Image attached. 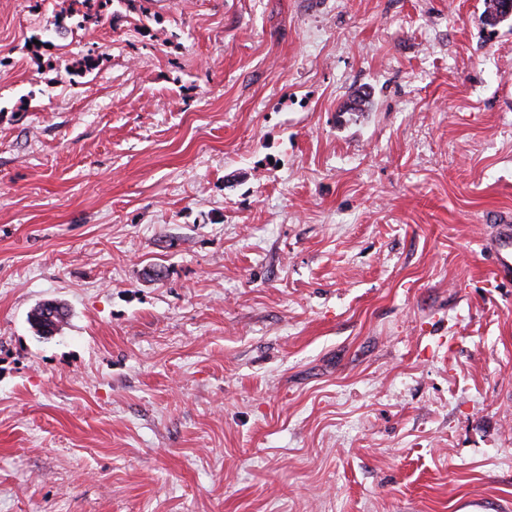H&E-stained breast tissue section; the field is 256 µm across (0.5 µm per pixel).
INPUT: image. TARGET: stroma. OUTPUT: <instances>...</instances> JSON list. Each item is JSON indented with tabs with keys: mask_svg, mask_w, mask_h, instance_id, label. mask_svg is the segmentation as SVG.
Returning a JSON list of instances; mask_svg holds the SVG:
<instances>
[{
	"mask_svg": "<svg viewBox=\"0 0 512 512\" xmlns=\"http://www.w3.org/2000/svg\"><path fill=\"white\" fill-rule=\"evenodd\" d=\"M55 3L0 0V512H512V17L114 0L34 59ZM492 253L494 266L491 276L496 282H508L512 278V226L502 224L494 242L485 245ZM47 304L49 303L37 306L28 316V321L39 336L53 335V333L59 329L67 315L63 306L61 307L54 304L52 308H48ZM52 312H54L53 315Z\"/></svg>",
	"mask_w": 512,
	"mask_h": 512,
	"instance_id": "35a3bbf8",
	"label": "stroma"
}]
</instances>
